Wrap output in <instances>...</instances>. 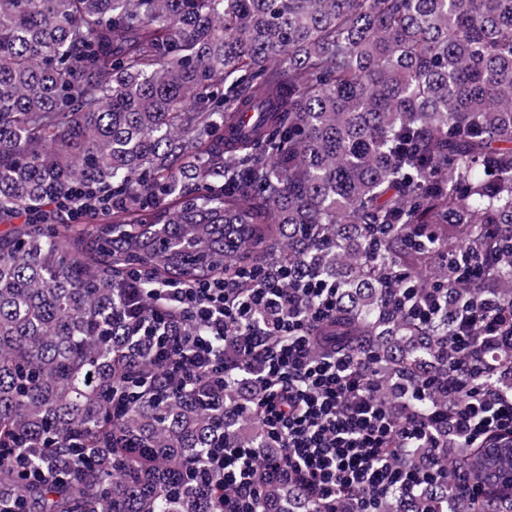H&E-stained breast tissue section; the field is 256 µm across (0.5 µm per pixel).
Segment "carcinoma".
Here are the masks:
<instances>
[{"mask_svg":"<svg viewBox=\"0 0 512 512\" xmlns=\"http://www.w3.org/2000/svg\"><path fill=\"white\" fill-rule=\"evenodd\" d=\"M251 133L225 155L224 125ZM90 185L99 224L0 233V499L26 512H225L193 479L209 448L259 443L260 387L203 393L152 367L117 289L283 265L339 285L324 329L397 406L425 378L468 388L455 304L512 303V0H0V219ZM448 291L441 323L398 289ZM57 481L25 480L10 456ZM480 451L379 512H512ZM491 469L512 475V450ZM262 512H316L274 481Z\"/></svg>","mask_w":512,"mask_h":512,"instance_id":"obj_1","label":"carcinoma"}]
</instances>
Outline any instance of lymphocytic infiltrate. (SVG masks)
I'll return each mask as SVG.
<instances>
[{
	"label": "lymphocytic infiltrate",
	"instance_id": "obj_1",
	"mask_svg": "<svg viewBox=\"0 0 512 512\" xmlns=\"http://www.w3.org/2000/svg\"><path fill=\"white\" fill-rule=\"evenodd\" d=\"M251 269L236 279L193 284L138 285L118 293L119 307L136 336L155 342L154 364L165 377L186 386L211 383L248 387L263 381L247 410L261 426L264 448H215L200 463L210 478L231 486L228 512H257L264 487L284 477L304 484L332 512L352 495L354 512H376L392 493L414 496L424 478L406 459L412 449L457 441L463 450L512 435V386L488 392L484 379L499 369L488 348H512V311L495 295L458 304L448 327L451 345L468 352L467 372L477 374L468 389L449 388L450 401L431 400L432 386L413 389L409 415L377 396L371 362L333 349H315L314 324L336 311L337 288L317 275L281 268L277 277L253 281ZM191 321L195 332L175 336V318Z\"/></svg>",
	"mask_w": 512,
	"mask_h": 512
}]
</instances>
